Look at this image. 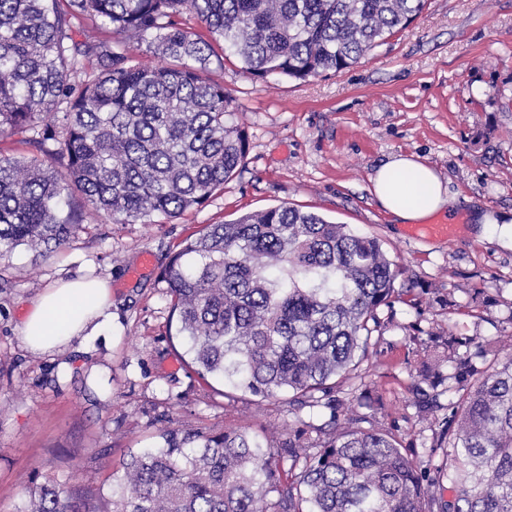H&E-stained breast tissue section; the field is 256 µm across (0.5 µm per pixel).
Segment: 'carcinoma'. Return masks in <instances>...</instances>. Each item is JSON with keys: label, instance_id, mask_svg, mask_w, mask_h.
<instances>
[{"label": "carcinoma", "instance_id": "carcinoma-1", "mask_svg": "<svg viewBox=\"0 0 512 512\" xmlns=\"http://www.w3.org/2000/svg\"><path fill=\"white\" fill-rule=\"evenodd\" d=\"M426 2L0 0V135L27 133L41 153L0 156V256L64 244L85 221L69 207L76 187L117 224L203 205L248 150L212 64L232 56L253 77L339 73ZM133 42L160 63L136 62ZM402 274L376 238L292 207L207 225L163 271L191 364L263 399L288 392L314 405L334 390L333 432L303 457L299 438L285 456L245 429H167L84 510L52 482L36 487L31 512H512V357L445 340L457 400L434 444L450 449L447 484L432 495L396 435L340 423L365 400L341 393ZM420 376L428 411L441 380L425 366Z\"/></svg>", "mask_w": 512, "mask_h": 512}]
</instances>
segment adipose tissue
Here are the masks:
<instances>
[{"instance_id":"adipose-tissue-1","label":"adipose tissue","mask_w":512,"mask_h":512,"mask_svg":"<svg viewBox=\"0 0 512 512\" xmlns=\"http://www.w3.org/2000/svg\"><path fill=\"white\" fill-rule=\"evenodd\" d=\"M370 181L382 210L403 224L452 213L457 204L438 172L413 154L391 156ZM111 305L110 287L103 280H77L45 289L22 321L20 337L29 349L54 353L111 330Z\"/></svg>"}]
</instances>
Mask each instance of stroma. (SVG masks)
Masks as SVG:
<instances>
[{
    "instance_id": "35a3bbf8",
    "label": "stroma",
    "mask_w": 512,
    "mask_h": 512,
    "mask_svg": "<svg viewBox=\"0 0 512 512\" xmlns=\"http://www.w3.org/2000/svg\"><path fill=\"white\" fill-rule=\"evenodd\" d=\"M244 128L248 152L202 206L172 221L115 224L93 217L44 257L17 248L0 257V512H25L33 486L73 481L77 498L123 475L129 451L159 445L162 429H248L275 448L331 429L329 394L318 406L291 394L265 400L189 367L160 273L209 224L287 206L378 238L415 287L381 309L387 325L362 362L353 413L395 433L436 482L448 415L419 411L418 371H453L443 339H472L512 356V247L503 229L477 237L470 215L512 216V0H428L423 12L358 63L298 80L216 74ZM431 164L458 205L454 236L409 240L370 192L391 155ZM150 267H143L144 256ZM78 277L112 286V333L53 354L26 348L21 321L46 288Z\"/></svg>"
}]
</instances>
